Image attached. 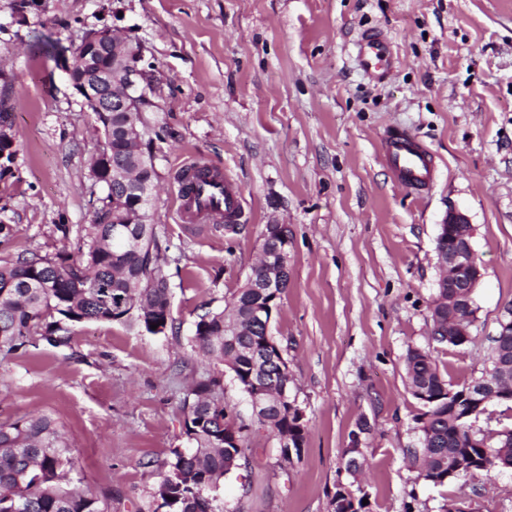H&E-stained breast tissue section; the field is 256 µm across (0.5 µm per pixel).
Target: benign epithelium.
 Segmentation results:
<instances>
[{"label": "benign epithelium", "instance_id": "benign-epithelium-1", "mask_svg": "<svg viewBox=\"0 0 512 512\" xmlns=\"http://www.w3.org/2000/svg\"><path fill=\"white\" fill-rule=\"evenodd\" d=\"M102 45L112 52V68L77 69L75 58L70 56L65 62L64 71L68 75L73 87L83 97L85 103L92 104L99 112H123L125 118L121 125L122 137L129 142L142 143L144 124L138 122L136 117L142 114L141 101L146 98V88L139 81L138 72L132 71L131 53L128 40L116 35L110 28L91 29L81 37L79 47L88 45ZM112 187L126 195L139 196V203L152 199V191L148 186L140 187L135 178L130 175L128 161L118 157L112 161ZM472 224L468 216L457 210L448 211V215L438 225L436 241L446 240L448 246L437 250L438 265L444 271L439 279L438 287L448 289V313L456 321L467 325L461 331H450V336H460L463 342L470 339V325L473 324L472 301L484 273L481 263L478 262L473 247L474 233L470 230ZM278 237L281 239V258L271 260L264 258L260 275L251 278L249 287L263 297L278 298L276 289L282 287L284 273L287 272L288 246L290 240L286 226L283 224H268L263 238ZM499 339L500 380H491L480 387H468L462 391H448V400L455 402L464 409L463 418L478 417L487 412L492 403L510 401L512 392L502 384V380L512 377V315L506 314L499 320L496 333ZM285 358L280 346L270 336L266 337L264 349L259 357L262 366L261 380L265 384L278 387V394L274 397L264 395L257 391L250 396L253 416L262 415L270 406L286 403L288 417H297L298 422L305 420V413L296 400L288 392L289 382L276 380L273 368L284 369ZM360 436H353V443L348 452L347 472L353 474L360 469L361 448Z\"/></svg>", "mask_w": 512, "mask_h": 512}]
</instances>
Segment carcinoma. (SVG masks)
<instances>
[{"mask_svg": "<svg viewBox=\"0 0 512 512\" xmlns=\"http://www.w3.org/2000/svg\"><path fill=\"white\" fill-rule=\"evenodd\" d=\"M105 147L90 166L92 178L103 185L92 223L81 236L80 258L33 254L0 260V351L8 353L42 341L67 346L77 324L136 321L150 333L173 330L169 282L155 225H132L135 242L112 240V216L130 207V199L112 195V158L130 157L128 143L112 134V113H95ZM260 295L240 288L223 309H207L195 322L197 353L224 364L250 395L256 376L255 352L264 331L253 319ZM157 328H151V325ZM411 394H427L429 406L416 418L421 447L409 450L422 458L419 478L435 486L465 479L448 477V459L460 456L482 465L485 449L474 420L459 421L448 414V389L453 384L440 373L427 351L412 349L405 360ZM184 399L185 433L190 450H180L166 463L167 471L153 498L154 512H218V480L240 466L241 450L224 447V431L232 428L233 412L224 405L217 378L200 381ZM258 424L281 437L304 441L288 413L269 409ZM75 461L62 426L51 416H25L0 423V512H112L110 498L72 487Z\"/></svg>", "mask_w": 512, "mask_h": 512, "instance_id": "cac0c4a2", "label": "carcinoma"}]
</instances>
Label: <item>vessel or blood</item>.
I'll return each mask as SVG.
<instances>
[{
    "label": "vessel or blood",
    "mask_w": 512,
    "mask_h": 512,
    "mask_svg": "<svg viewBox=\"0 0 512 512\" xmlns=\"http://www.w3.org/2000/svg\"><path fill=\"white\" fill-rule=\"evenodd\" d=\"M357 58L366 74L376 81L385 80L393 68L390 42L377 30L361 35L356 43ZM384 160L396 181L404 188L423 192L433 181L432 155L418 137L399 128L383 134ZM178 210L181 223L200 224L223 217L236 223L242 210L238 187L229 178L209 167L188 163L178 171Z\"/></svg>",
    "instance_id": "obj_1"
}]
</instances>
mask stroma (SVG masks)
Masks as SVG:
<instances>
[{
  "instance_id": "1",
  "label": "stroma",
  "mask_w": 512,
  "mask_h": 512,
  "mask_svg": "<svg viewBox=\"0 0 512 512\" xmlns=\"http://www.w3.org/2000/svg\"><path fill=\"white\" fill-rule=\"evenodd\" d=\"M16 4L0 0V77L18 141L0 175V221L12 227L0 259L78 252L76 230L104 194L90 174L103 135L58 56L35 45L72 48L86 30L111 27L142 48L152 222L175 329L96 322L76 326L67 347L0 353V422L55 418L78 460L75 485L111 492L112 512H153L164 464L185 446L183 401L216 376L249 426L240 466L218 483L221 512H333L356 431L369 512H446L456 497L512 512L510 470L442 487L419 478L408 451L422 406L405 372L417 348L452 383L480 376L512 310V0H38L23 13ZM375 27L395 57L382 83L355 62V41ZM392 126L435 156L425 195L395 183L381 160ZM187 161L240 187L235 230L180 223L175 174ZM451 209L474 225L484 268L461 347L430 336L436 237ZM269 224L292 236L271 324L306 414L289 461L232 373L192 348L201 307H224L241 288Z\"/></svg>"
}]
</instances>
